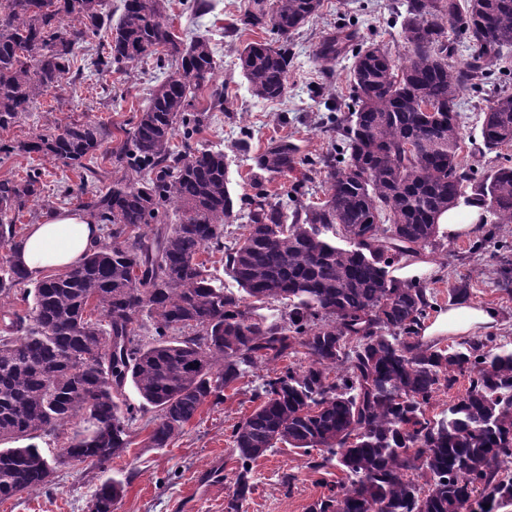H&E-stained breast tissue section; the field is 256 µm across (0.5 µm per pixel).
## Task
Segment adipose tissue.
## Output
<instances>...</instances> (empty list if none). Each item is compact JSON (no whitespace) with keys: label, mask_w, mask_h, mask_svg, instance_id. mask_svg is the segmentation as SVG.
<instances>
[{"label":"adipose tissue","mask_w":512,"mask_h":512,"mask_svg":"<svg viewBox=\"0 0 512 512\" xmlns=\"http://www.w3.org/2000/svg\"><path fill=\"white\" fill-rule=\"evenodd\" d=\"M101 229L83 210L63 208L45 215L41 223L30 225L24 235L17 262L34 277L78 264L100 240ZM492 309L473 306L438 311L420 331L423 339L465 334L494 323Z\"/></svg>","instance_id":"obj_1"}]
</instances>
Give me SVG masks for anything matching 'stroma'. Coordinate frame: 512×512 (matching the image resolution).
I'll use <instances>...</instances> for the list:
<instances>
[{"instance_id": "stroma-1", "label": "stroma", "mask_w": 512, "mask_h": 512, "mask_svg": "<svg viewBox=\"0 0 512 512\" xmlns=\"http://www.w3.org/2000/svg\"><path fill=\"white\" fill-rule=\"evenodd\" d=\"M209 2V12L198 17L183 0H165V14L178 36L204 35L216 49L214 80L225 87L224 103L213 108L207 98H200L198 106L209 109L211 123L188 143L194 149L224 150L237 199L253 195L250 157L270 139L288 138L309 159L326 155L334 145L336 134L329 118L346 110L350 102L351 61L337 60L329 70L318 66L314 54L328 33L351 23L360 37L379 42L392 55L404 52L402 0H322L318 15L290 38L292 61L285 96L276 101L259 99L240 72L238 51L247 42L270 39V31L233 30V22L249 0ZM99 43V38H88L78 49L62 86L41 98L12 127L0 130V139L26 140L49 134L56 125L76 119L105 128L113 142L123 141L161 71L152 59L128 75L92 71L89 53ZM460 103L464 156L475 176L484 177L501 166L512 167V145L489 151L482 144L486 95L468 91ZM34 169L42 173L44 191L18 217L16 224L21 230L40 223L49 211L80 203L78 171L34 155H0V179L22 177ZM483 231L492 240L478 252L472 251L471 239L438 235L435 244L423 249L437 271L421 279L420 285L433 292L438 306L445 308L451 304L449 289L467 283L470 295L466 305L494 309L496 322L486 333L498 344L512 348V291L503 290L500 276L502 268H512V224H488ZM273 371L270 364L251 368L236 388L225 390L220 403H206L184 434L166 448L149 447L147 437L157 412L142 408L133 386H126L124 400L138 408V420L131 429L130 447L113 460L110 473L84 464L60 466L49 489L2 501L0 512H90L94 491L108 475L125 485L114 512H225L238 467L230 439L232 429L254 409V394ZM219 459L224 462L223 479L204 482L205 473ZM308 461L301 450L285 444L259 457L252 464L254 490L239 512H307L326 491Z\"/></svg>"}]
</instances>
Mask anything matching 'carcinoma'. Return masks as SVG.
Listing matches in <instances>:
<instances>
[{
    "mask_svg": "<svg viewBox=\"0 0 512 512\" xmlns=\"http://www.w3.org/2000/svg\"><path fill=\"white\" fill-rule=\"evenodd\" d=\"M322 0H252L239 18L270 41L244 45L239 66L253 96L276 100L287 89L290 37ZM403 63L387 49L339 26L317 60L329 70L352 54L349 117L331 118L332 152L318 161L324 198L293 199L309 171L283 194L266 177L308 161L286 139L253 157L260 190L234 209L224 150L177 151L208 121L193 111L196 91L216 102L217 62L208 38L176 36L164 0H123L117 19L106 0H0V129L58 88L79 42L106 35L90 65L130 73L150 58L172 71L151 92L120 145L90 121L57 125L49 135L0 141V154H37L74 170L100 150L124 175L84 189L87 215L105 237L75 266L34 279L15 260L23 243L15 218L40 197L41 173L0 179V500L43 489L54 463L34 444L94 420L62 447L106 469L131 445L138 410L119 404L126 384L142 407L158 411L148 440L166 448L206 401L246 368L284 361L297 348L308 363L287 365L255 393L259 404L232 430L237 471L227 512L252 491L251 463L277 443L310 455L308 468L334 462L344 477L307 512H479L512 506V348L488 336L455 346L427 345L419 331L433 296L389 276L401 257L431 245L439 216L465 203L492 224H512V167L477 181L460 158V95L482 90L490 67L512 52V0H404ZM463 36L468 60L448 62L445 25ZM484 148L512 145V93L495 91L481 124ZM243 232L224 242V225ZM221 254L240 287L217 282L208 264ZM281 317L256 313L273 303ZM336 377L330 378V372ZM468 387L433 417L434 394L459 378ZM318 451V456L311 451ZM116 478L96 489L91 512H112L123 496Z\"/></svg>",
    "mask_w": 512,
    "mask_h": 512,
    "instance_id": "carcinoma-1",
    "label": "carcinoma"
}]
</instances>
